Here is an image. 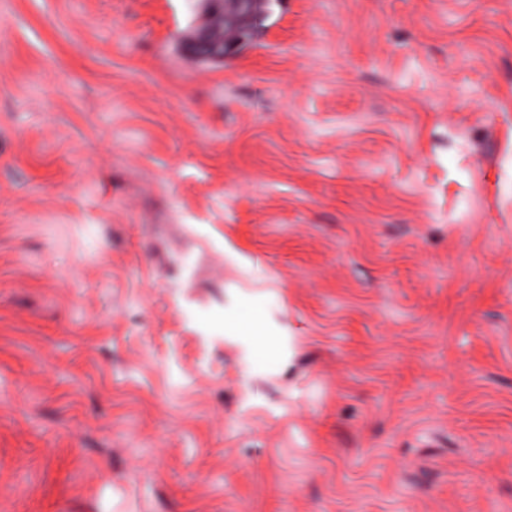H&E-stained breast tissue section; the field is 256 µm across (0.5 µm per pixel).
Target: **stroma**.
Listing matches in <instances>:
<instances>
[{
    "label": "stroma",
    "mask_w": 512,
    "mask_h": 512,
    "mask_svg": "<svg viewBox=\"0 0 512 512\" xmlns=\"http://www.w3.org/2000/svg\"><path fill=\"white\" fill-rule=\"evenodd\" d=\"M206 20L0 0V512H512V0ZM191 46L198 57L203 54L210 60H223L229 43L212 41L209 29L203 25L199 28L196 37L191 40ZM229 331L224 328L225 340L237 344L242 361L250 368L262 361H283L288 356V330L263 314L239 322L231 313L227 316Z\"/></svg>",
    "instance_id": "35a3bbf8"
}]
</instances>
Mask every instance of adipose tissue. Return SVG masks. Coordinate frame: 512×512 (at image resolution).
<instances>
[{"label": "adipose tissue", "instance_id": "ef3b65f1", "mask_svg": "<svg viewBox=\"0 0 512 512\" xmlns=\"http://www.w3.org/2000/svg\"><path fill=\"white\" fill-rule=\"evenodd\" d=\"M227 341L240 348L242 361L255 366L262 361H283L288 356V331L261 313H253L247 320L235 315L227 317Z\"/></svg>", "mask_w": 512, "mask_h": 512}]
</instances>
